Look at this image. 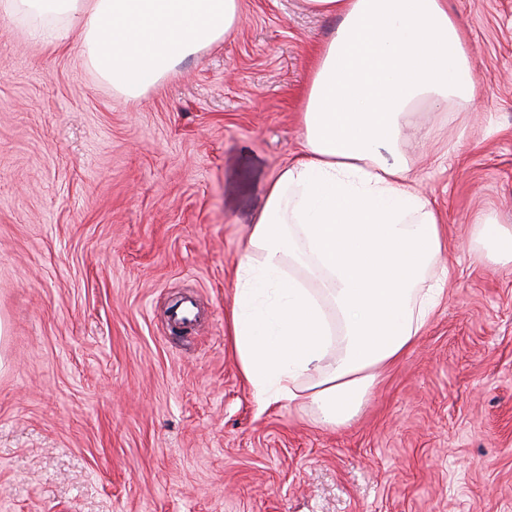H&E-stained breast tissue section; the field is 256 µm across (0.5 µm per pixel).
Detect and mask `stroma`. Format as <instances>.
Segmentation results:
<instances>
[{
  "label": "stroma",
  "instance_id": "stroma-1",
  "mask_svg": "<svg viewBox=\"0 0 512 512\" xmlns=\"http://www.w3.org/2000/svg\"><path fill=\"white\" fill-rule=\"evenodd\" d=\"M470 113H430L414 166L442 215L446 295L349 426L264 404L225 313L266 184L304 151L300 98L335 20L241 0L225 40L140 98L78 30L0 16V512H512V0H450ZM195 296L203 323L169 329ZM476 235L482 249V256L493 263L512 262V226L498 224L491 216H485L476 222Z\"/></svg>",
  "mask_w": 512,
  "mask_h": 512
}]
</instances>
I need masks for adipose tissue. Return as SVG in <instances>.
Returning <instances> with one entry per match:
<instances>
[{"mask_svg":"<svg viewBox=\"0 0 512 512\" xmlns=\"http://www.w3.org/2000/svg\"><path fill=\"white\" fill-rule=\"evenodd\" d=\"M337 26L304 87V153L265 188L226 314L242 378L263 402L348 426L444 294L442 217L418 187L425 111L464 112L472 50L448 0H305ZM0 14L63 17L88 64L131 99L227 38L240 0H0ZM482 256L512 262V226L479 219Z\"/></svg>","mask_w":512,"mask_h":512,"instance_id":"1","label":"adipose tissue"}]
</instances>
